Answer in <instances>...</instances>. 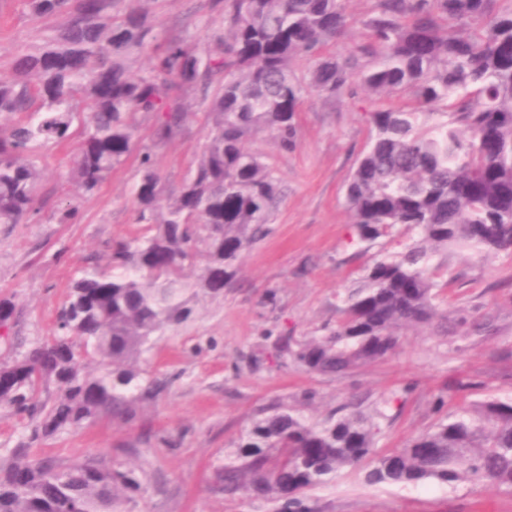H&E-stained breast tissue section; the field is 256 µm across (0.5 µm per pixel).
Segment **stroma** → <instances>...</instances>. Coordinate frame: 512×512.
<instances>
[{
    "mask_svg": "<svg viewBox=\"0 0 512 512\" xmlns=\"http://www.w3.org/2000/svg\"><path fill=\"white\" fill-rule=\"evenodd\" d=\"M154 12L161 35L179 34L192 45L205 41L207 0H156ZM56 24L30 14L24 0H0V78L10 76L18 51ZM381 105L361 91L336 99L314 93L298 114L293 150H280L266 133L253 139L251 149L273 166L279 183L270 234L244 253L223 295L201 298L186 323L166 330L139 359L138 368L166 382L157 402L138 405L128 424L101 418L44 439L37 444L44 456L67 463L130 447L126 460L147 487L132 512H277L278 502L267 498L230 499L210 490L214 468L272 403L319 422L347 401L368 413L399 394L402 412L379 442L385 451L461 406L488 397L512 400V250L440 252L439 260L460 275L439 306L447 330L433 324L405 330L396 351L376 363L341 376L319 375L281 361L272 348L278 334L300 340L335 325L351 281L400 248L395 241H360L344 200L345 178L368 141L366 117ZM204 134L203 114L190 115L184 136L158 152L164 194L178 192ZM79 144L74 134L62 145L38 149V218L0 225V300L15 305L0 334V364L51 336L78 271L105 264L113 243L140 231L134 156L94 195L73 197L78 213L71 223L54 219ZM438 396L444 399L439 407L433 404ZM304 497L314 512H512V495L491 487L371 485L359 469L340 472Z\"/></svg>",
    "mask_w": 512,
    "mask_h": 512,
    "instance_id": "obj_1",
    "label": "stroma"
}]
</instances>
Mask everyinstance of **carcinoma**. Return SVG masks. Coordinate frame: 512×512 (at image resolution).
I'll use <instances>...</instances> for the list:
<instances>
[{
    "instance_id": "1",
    "label": "carcinoma",
    "mask_w": 512,
    "mask_h": 512,
    "mask_svg": "<svg viewBox=\"0 0 512 512\" xmlns=\"http://www.w3.org/2000/svg\"><path fill=\"white\" fill-rule=\"evenodd\" d=\"M149 2L25 0L61 23L0 78V117L16 119L0 127V224L38 214L36 149L68 140L74 121L82 141L68 182L90 195L137 148L141 118L153 120L134 193L141 232L73 279L53 336L0 366V404L35 420L28 443L0 462V512H127L145 492L139 471L110 453L58 463L30 456L29 445L103 415L131 420L135 403L159 395L161 381L141 376L137 359L191 317L199 295L223 294L242 254L268 234L279 189L246 143L271 132L292 147L305 93L334 97L359 83L368 95L407 98L369 113L345 200L361 240L409 242L351 283L327 334L278 337L279 357L336 375L382 360L402 330L438 316L436 300L457 282L434 261L440 249L512 250V0H374L360 20L365 41L346 56L328 49L347 25L346 0H209L200 48L157 44ZM188 96L206 109L205 142L167 197L154 150L181 135ZM91 362L104 370L86 372ZM47 380L60 391L51 405L37 398ZM397 401L373 416L348 402L316 423L283 403L263 408L211 489L312 512L302 493L363 468L370 484L434 480L512 495V401L464 407L381 453L375 418L392 421Z\"/></svg>"
}]
</instances>
